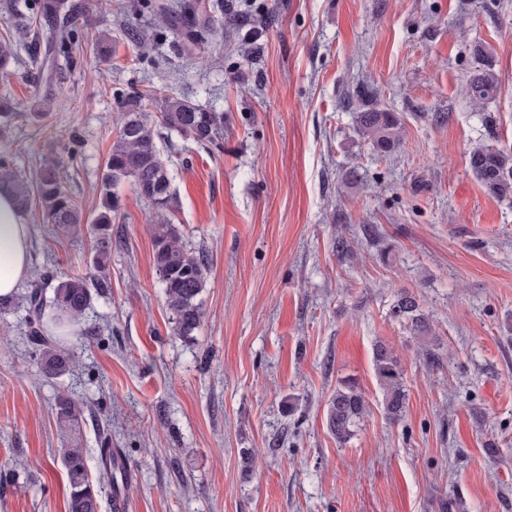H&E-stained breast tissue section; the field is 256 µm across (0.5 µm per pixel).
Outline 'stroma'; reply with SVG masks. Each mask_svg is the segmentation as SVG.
<instances>
[{"instance_id": "obj_1", "label": "stroma", "mask_w": 512, "mask_h": 512, "mask_svg": "<svg viewBox=\"0 0 512 512\" xmlns=\"http://www.w3.org/2000/svg\"><path fill=\"white\" fill-rule=\"evenodd\" d=\"M185 1L77 0L51 84L27 50L53 39L36 0H0V39L12 9L32 21L7 77L22 117L0 154L24 170L61 160L84 214L100 208L120 99L174 92L224 115L209 148L164 134L170 222L208 260L193 343L168 329L154 210L125 182L111 293L88 313L92 335L64 341L76 371L45 382L25 309L0 318V512H66L61 386L88 405L89 468L102 433L128 461L123 512H439L447 496L458 512H512V203L468 165L478 143L512 151V0H223L227 42L191 52L155 24L157 5L177 18ZM477 42L502 84L490 130L466 98ZM364 88L405 126L389 156L358 133ZM352 168L361 183H345ZM29 220L35 279L51 288L85 272L92 237L61 233L37 208ZM340 236L358 260L337 256ZM401 288L433 319L440 367L390 315ZM380 341L406 372L398 423L381 407ZM346 379L370 410L341 446L326 404Z\"/></svg>"}]
</instances>
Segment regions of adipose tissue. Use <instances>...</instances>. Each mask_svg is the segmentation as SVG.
I'll return each instance as SVG.
<instances>
[{
    "label": "adipose tissue",
    "instance_id": "ef3b65f1",
    "mask_svg": "<svg viewBox=\"0 0 512 512\" xmlns=\"http://www.w3.org/2000/svg\"><path fill=\"white\" fill-rule=\"evenodd\" d=\"M29 218L9 191H0V297L17 294L31 276Z\"/></svg>",
    "mask_w": 512,
    "mask_h": 512
}]
</instances>
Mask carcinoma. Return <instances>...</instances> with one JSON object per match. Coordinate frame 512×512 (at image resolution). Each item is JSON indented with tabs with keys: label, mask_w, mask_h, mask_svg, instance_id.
Returning <instances> with one entry per match:
<instances>
[{
	"label": "carcinoma",
	"mask_w": 512,
	"mask_h": 512,
	"mask_svg": "<svg viewBox=\"0 0 512 512\" xmlns=\"http://www.w3.org/2000/svg\"><path fill=\"white\" fill-rule=\"evenodd\" d=\"M38 10L45 20L55 24V45L68 48L73 36L76 5L70 0H41ZM159 20L172 26L176 36L191 46L224 36L223 28L216 26L210 18L199 20L194 10L173 25L165 13ZM472 53L474 66L466 79L467 94L474 114L488 125L492 123V117L486 107L497 98L501 85L490 49L476 44ZM122 108L126 117L112 138L106 172L99 188L101 207L90 218L84 215L73 194L66 189L57 164L43 163L29 177L14 168L9 156H0V189L9 190L23 210L38 206L50 223L64 231L89 224L94 238L87 260L90 274L61 278L50 295L43 285L34 282L22 296L36 346L35 362L39 373L46 378L66 374L76 364V357L45 334V323L82 324L94 300L112 287L108 273L112 255V212L119 205L114 188L124 180L129 181L138 195L155 209L153 260L173 335L187 342L194 341L205 315L202 294L207 283L206 258L190 252L175 227L165 218L164 211L173 200V192L160 142L166 129L174 130L200 146L215 145L224 137V113L206 109L185 96L174 95L163 97L156 113L144 107L138 95L122 102ZM19 117L21 113L16 111L13 100L0 95V136L6 135ZM356 123L367 145L377 154L394 152L403 140L405 127L401 119L386 109L373 107L359 112ZM468 163L472 174L491 195L512 199V152L479 143L469 151ZM391 316L424 340L418 352L424 365L440 366L442 345L420 297L405 289L398 291ZM373 366L387 419L391 422L403 420L408 392L404 367L395 348L389 343L378 342L374 348ZM85 409V403L75 394L58 393L56 419L63 430L65 443L57 453L66 473L68 512L101 510V488L91 478L86 441L81 430ZM368 410L365 393L356 381L345 380L336 387L327 403L326 422L339 445L347 444L356 435ZM100 465L102 479L112 487L113 498L119 499L126 483V470L107 439L100 441Z\"/></svg>",
	"instance_id": "1"
}]
</instances>
